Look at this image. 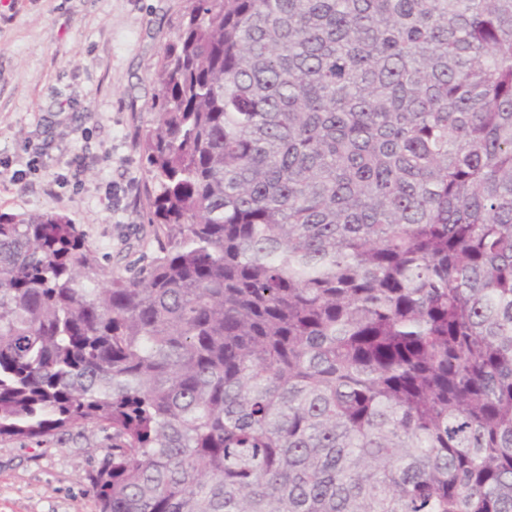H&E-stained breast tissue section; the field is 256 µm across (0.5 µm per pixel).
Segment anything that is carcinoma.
<instances>
[{"instance_id": "obj_1", "label": "carcinoma", "mask_w": 512, "mask_h": 512, "mask_svg": "<svg viewBox=\"0 0 512 512\" xmlns=\"http://www.w3.org/2000/svg\"><path fill=\"white\" fill-rule=\"evenodd\" d=\"M156 249L0 213V442L98 512H512V0H190ZM111 446L112 429L94 425L0 443V512H97L90 475Z\"/></svg>"}]
</instances>
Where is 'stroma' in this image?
Listing matches in <instances>:
<instances>
[{
	"instance_id": "35a3bbf8",
	"label": "stroma",
	"mask_w": 512,
	"mask_h": 512,
	"mask_svg": "<svg viewBox=\"0 0 512 512\" xmlns=\"http://www.w3.org/2000/svg\"><path fill=\"white\" fill-rule=\"evenodd\" d=\"M190 0H0V212L59 213L105 271L150 257L138 140L156 64ZM111 429L0 443V512H97Z\"/></svg>"
}]
</instances>
